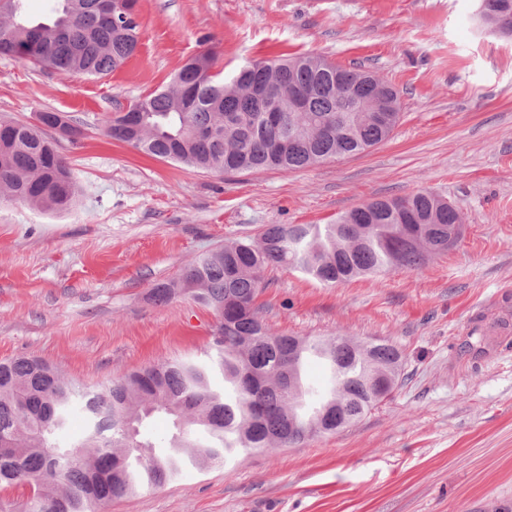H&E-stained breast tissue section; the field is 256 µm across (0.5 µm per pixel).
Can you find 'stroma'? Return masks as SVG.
I'll list each match as a JSON object with an SVG mask.
<instances>
[{"label":"stroma","instance_id":"1","mask_svg":"<svg viewBox=\"0 0 512 512\" xmlns=\"http://www.w3.org/2000/svg\"><path fill=\"white\" fill-rule=\"evenodd\" d=\"M478 0H139L134 56L101 77L0 57V115H65L79 195L53 212L0 206V361L35 356L87 386L160 360L208 361L217 317L151 286L267 224H327L359 203L426 189L463 233L417 270L328 286L273 267L258 302L272 332L386 340L391 394L303 444L186 466L106 512H512V38ZM232 77L310 54L392 83L401 119L365 153L296 171L219 174L152 158L102 122L166 88L204 51Z\"/></svg>","mask_w":512,"mask_h":512}]
</instances>
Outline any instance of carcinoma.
Returning a JSON list of instances; mask_svg holds the SVG:
<instances>
[{
    "label": "carcinoma",
    "instance_id": "cac0c4a2",
    "mask_svg": "<svg viewBox=\"0 0 512 512\" xmlns=\"http://www.w3.org/2000/svg\"><path fill=\"white\" fill-rule=\"evenodd\" d=\"M98 0H61L56 16L37 22L23 0H0V56L64 74L103 77L136 51L140 23L113 25ZM479 25L512 37V0H480ZM69 23L59 39L54 28ZM194 86L165 89L107 116V137L164 160L216 173L262 169L294 171L356 155L389 138L401 118L398 90L379 76L307 55L254 61L229 81L210 73L206 51ZM262 87L279 120L250 89ZM301 96L307 111L292 112ZM78 187L44 128L0 120V205L24 204L63 212ZM458 210L428 190L373 199L333 224H268L255 238L232 241L192 260L176 277L150 290L156 304L182 295L218 318L212 365L160 361L98 389L82 387L33 357L0 362V485L28 486L32 496L0 512H104L114 500L160 486L188 464H223L240 451L297 446L316 434L331 406L328 432L374 408L378 379L394 388L401 352L390 343L349 338L281 336L269 331L257 298L262 272L290 267L327 284L392 269H416L430 252L448 250V229ZM423 236L407 244L409 232ZM316 358L331 372L321 391L303 378ZM224 386L216 388L212 371ZM84 415L81 439L59 436L74 411ZM168 417L156 437L150 419Z\"/></svg>",
    "mask_w": 512,
    "mask_h": 512
}]
</instances>
